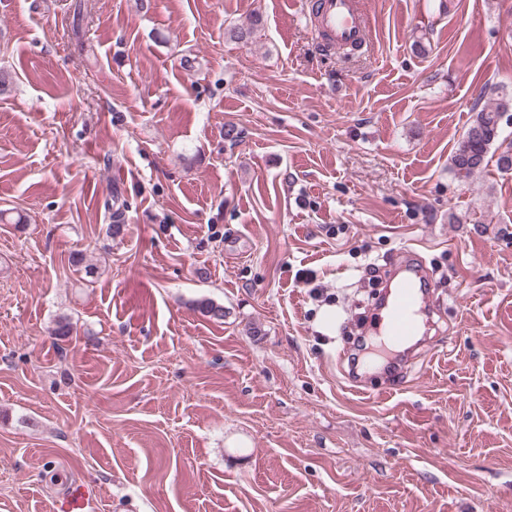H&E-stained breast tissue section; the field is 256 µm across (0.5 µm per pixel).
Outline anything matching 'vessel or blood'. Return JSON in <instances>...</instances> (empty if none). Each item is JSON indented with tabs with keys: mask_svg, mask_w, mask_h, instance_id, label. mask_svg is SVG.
Here are the masks:
<instances>
[{
	"mask_svg": "<svg viewBox=\"0 0 512 512\" xmlns=\"http://www.w3.org/2000/svg\"><path fill=\"white\" fill-rule=\"evenodd\" d=\"M307 15L315 28L322 32L323 49L339 45L365 43L370 33V20L365 0H314ZM426 277L413 252H404L398 269V280L389 291L386 305L379 312L377 335L402 344L421 329V303Z\"/></svg>",
	"mask_w": 512,
	"mask_h": 512,
	"instance_id": "b4317fda",
	"label": "vessel or blood"
}]
</instances>
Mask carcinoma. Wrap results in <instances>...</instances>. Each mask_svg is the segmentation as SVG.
Here are the masks:
<instances>
[{"instance_id":"1","label":"carcinoma","mask_w":512,"mask_h":512,"mask_svg":"<svg viewBox=\"0 0 512 512\" xmlns=\"http://www.w3.org/2000/svg\"><path fill=\"white\" fill-rule=\"evenodd\" d=\"M512 112V94L504 93L491 106L475 110L472 123L450 158V170L461 179L482 173L488 154L502 136L501 118Z\"/></svg>"}]
</instances>
